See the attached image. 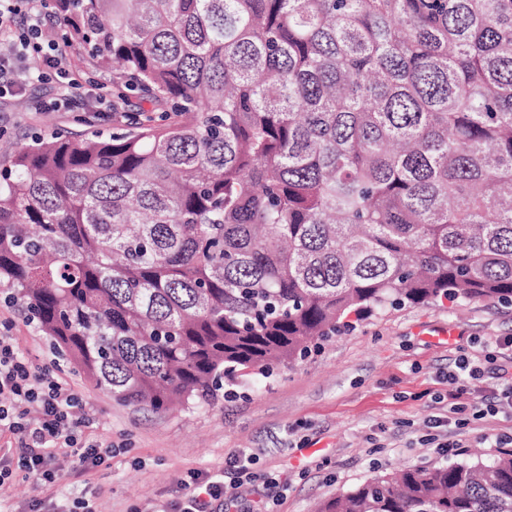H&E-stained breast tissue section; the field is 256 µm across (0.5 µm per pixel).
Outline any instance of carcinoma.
I'll return each mask as SVG.
<instances>
[{"instance_id": "obj_1", "label": "carcinoma", "mask_w": 512, "mask_h": 512, "mask_svg": "<svg viewBox=\"0 0 512 512\" xmlns=\"http://www.w3.org/2000/svg\"><path fill=\"white\" fill-rule=\"evenodd\" d=\"M176 120L0 156V283L112 400L211 403L353 314L512 303V0H58ZM317 512H512V455Z\"/></svg>"}]
</instances>
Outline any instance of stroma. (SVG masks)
I'll list each match as a JSON object with an SVG mask.
<instances>
[{
	"label": "stroma",
	"mask_w": 512,
	"mask_h": 512,
	"mask_svg": "<svg viewBox=\"0 0 512 512\" xmlns=\"http://www.w3.org/2000/svg\"><path fill=\"white\" fill-rule=\"evenodd\" d=\"M64 65L84 89L80 102L60 112L38 110L50 86L35 84L0 99V153L30 136L64 131L82 135L123 131L131 122L162 123L146 96L130 95L121 111L108 109L116 90L112 72L98 67L76 37L62 45ZM0 286V325L8 327L37 365L56 368L78 390L90 418L84 435L112 444V456L80 481L76 461L58 458L59 480L46 488L14 482L5 495L10 512H67L74 498L95 512H159L180 502L193 475L224 477L216 512H315L318 503L370 477L414 466L491 463L492 440L512 434V418L497 415L456 426L448 417V373L473 338L512 336V305L446 300L405 306L353 322L318 351L283 366L275 378L255 380L246 396L217 398L201 409L156 413L124 406L96 389L59 357L50 341L8 302ZM452 328L453 337L441 331ZM459 441V455L442 456L436 441ZM254 454V478L241 480L229 459Z\"/></svg>",
	"instance_id": "stroma-1"
}]
</instances>
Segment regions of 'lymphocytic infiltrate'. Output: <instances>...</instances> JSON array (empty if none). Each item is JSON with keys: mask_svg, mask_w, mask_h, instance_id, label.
<instances>
[{"mask_svg": "<svg viewBox=\"0 0 512 512\" xmlns=\"http://www.w3.org/2000/svg\"><path fill=\"white\" fill-rule=\"evenodd\" d=\"M50 0H0V37L10 51L0 55V98L26 89L33 83H53L56 96L41 100L45 112L69 108L77 98L78 84L62 62L60 45L45 18ZM512 338L480 342L472 356H460L457 370L449 374L448 411L472 410L483 419L512 411V386L482 398L471 395V386L483 379L502 347ZM89 423L82 396L59 381L49 367H33L12 337L0 336V429L17 435L19 454L0 453V489L10 485L17 471L45 486L57 480L53 461L64 454L81 465H98L112 454L111 446L83 442Z\"/></svg>", "mask_w": 512, "mask_h": 512, "instance_id": "f902f5d3", "label": "lymphocytic infiltrate"}]
</instances>
